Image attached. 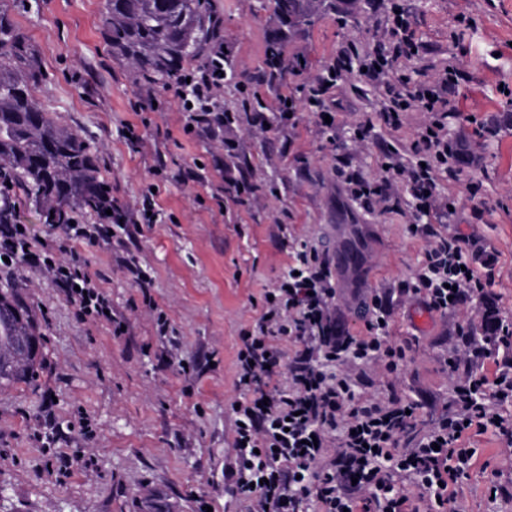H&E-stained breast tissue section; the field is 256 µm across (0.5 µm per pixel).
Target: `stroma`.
I'll return each mask as SVG.
<instances>
[{"label": "stroma", "mask_w": 512, "mask_h": 512, "mask_svg": "<svg viewBox=\"0 0 512 512\" xmlns=\"http://www.w3.org/2000/svg\"><path fill=\"white\" fill-rule=\"evenodd\" d=\"M104 0H0L35 49L46 75L35 98L79 132L96 152L112 198L131 212L153 209L151 224L113 225L118 246L83 248L88 271L112 302L111 322L83 319L63 288L38 270L14 282L43 332L44 363L30 385L0 390V512H245L224 491L233 458L237 353L264 307V292L288 273L300 242L334 254L348 247L360 264L342 268L337 296L347 326L366 332L373 295L394 292L391 334L406 346L396 381L374 365L356 376L360 396L395 384L419 404L427 424L450 411L467 363L447 366L448 344L470 311L440 316L398 295L412 282L424 244L406 220L372 211L336 185V155H349L367 178L381 174L379 145L412 159L426 116L406 113L399 130L377 122L375 91L361 79L336 93V124L322 125L306 102L307 81L349 38L372 46L389 0H323L309 26L283 29L268 0H212L223 20L224 104L260 96L261 113L240 114L237 146L185 134L178 102L156 90L153 110L134 111L136 74L113 56L101 30ZM415 39L426 47L406 76L418 83L448 63L467 84L448 115L463 135L460 173L442 176L455 199L449 222L472 249L495 257L490 297L512 319V0H403ZM467 30L460 39L452 31ZM283 36L284 81L261 83L267 51ZM293 101L295 124L279 96ZM263 116L260 130L255 116ZM373 122L369 141L356 127ZM248 180L243 193L230 184ZM478 183L471 192L470 183ZM160 190L146 198L149 184ZM152 280L137 288L128 264ZM165 315L159 330L157 315ZM467 477L450 487L463 512H512V441L487 432ZM502 487L492 495V486Z\"/></svg>", "instance_id": "obj_1"}]
</instances>
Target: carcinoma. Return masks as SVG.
I'll list each match as a JSON object with an SVG mask.
<instances>
[{
	"label": "carcinoma",
	"mask_w": 512,
	"mask_h": 512,
	"mask_svg": "<svg viewBox=\"0 0 512 512\" xmlns=\"http://www.w3.org/2000/svg\"><path fill=\"white\" fill-rule=\"evenodd\" d=\"M314 0H273L286 25L307 24ZM101 27L112 54L153 86L167 89L185 61L203 55L216 32L209 0H104ZM270 69L284 73L283 45L268 49ZM45 79L9 14L0 11V173L44 209L51 227L75 208L99 213L112 203L91 146L33 95ZM25 341V353L15 344ZM42 332L12 285L0 286V389L30 383L43 357Z\"/></svg>",
	"instance_id": "obj_1"
}]
</instances>
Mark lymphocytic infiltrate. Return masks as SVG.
Wrapping results in <instances>:
<instances>
[{
	"instance_id": "lymphocytic-infiltrate-1",
	"label": "lymphocytic infiltrate",
	"mask_w": 512,
	"mask_h": 512,
	"mask_svg": "<svg viewBox=\"0 0 512 512\" xmlns=\"http://www.w3.org/2000/svg\"><path fill=\"white\" fill-rule=\"evenodd\" d=\"M406 14H392L375 31L374 46L356 41L341 45L326 69L309 81V103L321 115L336 108V89L354 68L378 94L375 110L381 122L399 128L405 113L429 117L412 143L418 164L406 165L394 145L381 144L385 169L381 179L367 180L345 155L336 172L345 192L365 207L396 212L408 221L409 233L426 244L420 268L405 295L420 296L426 311L445 314L486 298L491 274H478L462 233L441 224L454 202L438 189L440 174L455 173L464 161L459 146L448 140L446 119L460 92L464 71L448 66L429 81L409 86L400 60L419 57ZM224 44L208 47L190 75L188 88L173 96L186 106L185 123L193 134L228 131L224 115ZM52 245L30 241L26 230L0 224V273L27 265L69 291L82 316L103 317L111 303L96 279L72 254L68 264L52 257ZM290 273L269 291L270 299L237 354L233 411L237 462L227 473L224 491L248 503V512H462L447 485L472 465L469 433L494 431L512 438V360H504L494 376L478 372L491 347L512 350V322L484 317V345L467 353L452 350L449 359L475 364L455 387L453 411L423 432L415 416L389 392L382 400L357 396L351 368L382 363L397 373L406 358L390 338L388 320L393 297L375 296L367 333L350 332L336 309L334 259L302 243L292 255ZM294 348L279 366L276 340ZM418 490L410 497L402 482Z\"/></svg>"
}]
</instances>
